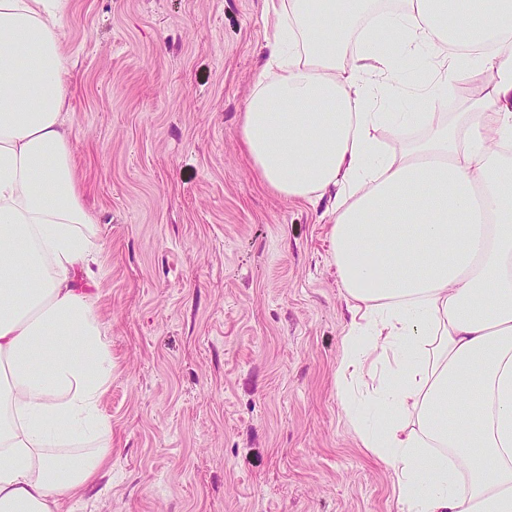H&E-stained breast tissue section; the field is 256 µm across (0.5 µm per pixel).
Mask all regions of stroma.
Listing matches in <instances>:
<instances>
[{"label":"stroma","mask_w":512,"mask_h":512,"mask_svg":"<svg viewBox=\"0 0 512 512\" xmlns=\"http://www.w3.org/2000/svg\"><path fill=\"white\" fill-rule=\"evenodd\" d=\"M264 0H69L72 163L112 344V457L60 512H399L337 394L333 212L241 140Z\"/></svg>","instance_id":"35a3bbf8"}]
</instances>
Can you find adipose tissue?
<instances>
[{
    "label": "adipose tissue",
    "mask_w": 512,
    "mask_h": 512,
    "mask_svg": "<svg viewBox=\"0 0 512 512\" xmlns=\"http://www.w3.org/2000/svg\"><path fill=\"white\" fill-rule=\"evenodd\" d=\"M66 0H0V512H58L112 454L61 51ZM266 0L240 135L277 194L336 218L354 302L338 395L403 512H512V0ZM415 84L409 112L385 91ZM478 96L456 124L446 91ZM431 134L390 155L379 131ZM477 411L464 417L466 399Z\"/></svg>",
    "instance_id": "obj_1"
}]
</instances>
